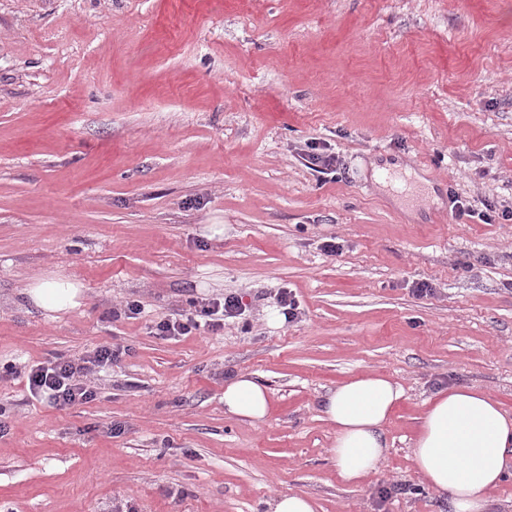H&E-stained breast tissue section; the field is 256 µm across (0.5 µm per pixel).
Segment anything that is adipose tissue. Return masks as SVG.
Returning a JSON list of instances; mask_svg holds the SVG:
<instances>
[{
  "instance_id": "obj_1",
  "label": "adipose tissue",
  "mask_w": 512,
  "mask_h": 512,
  "mask_svg": "<svg viewBox=\"0 0 512 512\" xmlns=\"http://www.w3.org/2000/svg\"><path fill=\"white\" fill-rule=\"evenodd\" d=\"M25 293L37 308L57 314L77 306L81 286L51 272L28 283ZM404 397L399 383L375 374L346 380L323 395L321 418L333 430L329 454L345 484L362 486L379 471L389 448L384 427ZM223 400L225 413L254 426L272 413L268 390L248 375L225 382ZM411 453L424 484L447 493L453 512H486L489 493L512 476V416L481 391L439 392L425 403Z\"/></svg>"
}]
</instances>
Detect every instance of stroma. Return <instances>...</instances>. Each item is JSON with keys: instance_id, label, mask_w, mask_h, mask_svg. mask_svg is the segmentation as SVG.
I'll return each instance as SVG.
<instances>
[{"instance_id": "obj_1", "label": "stroma", "mask_w": 512, "mask_h": 512, "mask_svg": "<svg viewBox=\"0 0 512 512\" xmlns=\"http://www.w3.org/2000/svg\"><path fill=\"white\" fill-rule=\"evenodd\" d=\"M458 200L512 207V0H0V512H450L412 462L424 400L512 415V220ZM45 271L82 285L56 319L24 294ZM103 345L90 400L32 396ZM361 373L405 398L354 488L319 402ZM236 374L265 424L225 413ZM198 304L200 307V316L210 318V321L214 322L212 324L210 323L211 327L220 326V322L224 321L225 317H236L240 315L242 309L238 297L233 295L225 296L223 302L213 299L205 303L198 302ZM121 354L119 349L102 346L85 362L91 366L76 365L64 357H56L47 366L30 369L27 375L29 390L43 396L57 408H66L85 401L90 399L93 393L80 378L87 376L92 367L112 365V361L117 360ZM224 411L248 421L264 424L272 413V398L268 390L248 375H238L224 383ZM270 507L269 512H315L312 499L306 494L280 495Z\"/></svg>"}]
</instances>
